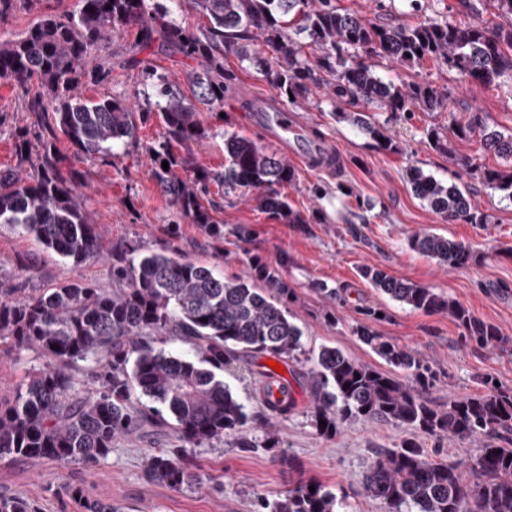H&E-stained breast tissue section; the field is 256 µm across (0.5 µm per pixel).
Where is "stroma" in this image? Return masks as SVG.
I'll return each mask as SVG.
<instances>
[{
  "label": "stroma",
  "mask_w": 512,
  "mask_h": 512,
  "mask_svg": "<svg viewBox=\"0 0 512 512\" xmlns=\"http://www.w3.org/2000/svg\"><path fill=\"white\" fill-rule=\"evenodd\" d=\"M333 2L339 11L356 12L379 24L411 25L433 13L457 24L470 19L464 0H423L420 13L409 0ZM101 55L112 65V81L87 85L85 97L121 96L137 108L157 100L152 86L141 80L143 60H151L159 72L179 82L194 67L193 61L169 54L157 43L139 52L117 41L106 45ZM224 71L235 89L245 90L248 96L269 90L261 71L240 50L225 51ZM376 72L384 81L399 85L415 81L447 85L450 106L439 112L390 117L388 125L398 149L388 152L338 121L328 92L317 90L299 115L342 154L344 164L335 173L298 168V185L287 190L290 203L303 215L310 216L316 208L324 215L323 220L309 224L286 223L255 209L238 192L212 182L199 202L223 233L209 235L182 214L152 174L148 149L165 137L163 125L155 118L139 128L136 143L115 148L101 160L74 158L68 141H59L68 167L83 183L86 207L109 253L121 255L128 243L135 242L145 250L207 265L227 278L251 276V265L257 261L292 288L285 305L303 331L305 357L286 362L284 368L292 379L297 408L287 416L270 412L258 398L268 355L239 353L222 376L247 407L250 419L242 432L195 447L179 441L172 426L162 425L128 434L107 459L91 466L34 459L2 461L1 496L24 497L36 512H83L79 505L83 499L108 501L122 512H254L260 498L286 493L303 479L346 499L352 512H384L380 502L364 492V477L379 452L413 436L435 460L449 463L477 455L479 443L415 436L394 424L351 418L331 436L320 434L313 424L314 401L302 374L307 358L321 347L338 348L381 371L387 368L354 335V328L362 323L414 351L431 367L434 378L425 396L434 407H446L457 395L482 393L494 386L512 388L511 351L478 346L447 314L403 307L360 274L362 267L372 266L436 289L512 338V198L463 173L423 142L427 127L464 123L476 112L489 127L512 134V95L460 81L454 72L430 61L413 67L381 61ZM26 104L16 82L0 80L1 170L18 164L17 135L30 123ZM202 119L206 135L191 144L190 153L195 165L209 172L224 169V134L228 131L249 137L268 151H282L278 142L249 121L237 98L225 100L223 112H206ZM411 167L468 189L473 202L489 213V223L442 222L412 193L406 178ZM316 185L326 189L325 199H313L310 190ZM420 231L463 241L483 258L469 268L448 270L409 247L410 237ZM0 277L26 289L81 278L97 280L104 288L113 285L106 266H73L10 224H0ZM319 283L342 289L341 298L325 299L315 290ZM35 361L33 353L0 343V402L12 400L26 367ZM244 438L256 443V450L241 448ZM159 448L191 460L203 475L202 484L177 491L151 481L143 466L144 456Z\"/></svg>",
  "instance_id": "35a3bbf8"
}]
</instances>
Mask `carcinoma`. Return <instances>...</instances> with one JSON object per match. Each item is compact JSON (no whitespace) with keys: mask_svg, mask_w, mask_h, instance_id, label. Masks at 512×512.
Listing matches in <instances>:
<instances>
[{"mask_svg":"<svg viewBox=\"0 0 512 512\" xmlns=\"http://www.w3.org/2000/svg\"><path fill=\"white\" fill-rule=\"evenodd\" d=\"M36 2L0 0V21L17 10L33 9ZM171 3L191 6L208 24L196 32L174 24L168 20ZM470 8L472 21L463 26L437 15L414 25H379L357 13L339 12L332 0H78L75 9L44 15L22 34L0 35V78L22 88L31 115L17 149L35 170L33 175L21 168L0 171V224L20 228L75 266L103 259L101 235L79 191L80 181L62 166L55 141L63 135L79 159L103 157L136 142L138 123L154 111L166 130L165 139L149 148L155 177L194 223L211 235L221 234L198 204V194L221 178L224 186L244 191L259 210L290 224H308L310 219L280 191L296 184L295 168L256 141L224 132L220 176L194 168L189 158L174 152V144L186 149L205 135L201 107L224 111L229 92L224 46L241 39L260 42L267 52H256L251 60L281 100L295 107L308 104L325 86L339 120L391 151L397 146L388 122L375 113L437 112L447 107L450 95L448 87L430 81L408 86L383 81L375 71L379 58L409 66L432 60L464 81L512 94V24L491 26L483 17L490 8L512 17V0H473ZM292 11L302 14L300 31L314 46L313 60L288 34L284 17ZM129 36L132 49L146 50L158 40L195 61L197 67L185 78L192 96L145 60L142 77L154 82L160 98L156 107L134 112L122 98L83 97V85L112 81V67L98 55L101 48ZM345 103H361L372 112H344L339 106ZM424 136L428 147L448 156L449 163L512 198V134L489 129L477 113L466 123L431 126ZM473 140L508 165L482 167L454 148L456 141ZM178 168L191 176L177 175ZM407 177L414 195L444 222L489 223V215L459 187L416 167L409 168ZM410 246L449 270L478 261L470 245L426 231L414 234ZM108 268L121 287L103 288L82 278L22 294L0 278V343L20 353L34 351L39 359L12 402L0 404V460L69 464L105 459L117 438L161 423L158 409L137 405L141 395L174 417L181 441L200 446L221 440L241 430L247 419L246 405L217 375L234 348L289 359L301 352L302 331L281 301L292 290L283 283L268 293L245 277L226 279L191 260L165 252L144 254L135 243ZM361 274L404 306L448 314L480 346L509 345L496 326L434 288L368 266ZM354 335L388 366L410 373L417 386L324 347L309 358L305 371L318 432L333 435L343 421L363 418L432 437L483 442L478 455L447 463L428 459L408 438L375 457L364 480L367 495L379 500L385 512H512V448L490 441L499 430L512 429V389L457 396L438 410L425 398L429 368L413 351L364 323ZM176 337L192 344L194 356L172 355L151 344ZM79 368L97 382L95 388H80ZM266 406L280 414L293 411L291 387L283 386L281 398ZM144 468L149 479L174 490L202 482L191 462L162 449L145 455ZM468 469L478 474L477 481L465 479ZM259 506L261 512H351L346 500L303 480L272 501L261 499ZM0 512H33V507L23 497L0 496Z\"/></svg>","mask_w":512,"mask_h":512,"instance_id":"1","label":"carcinoma"}]
</instances>
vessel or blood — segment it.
Wrapping results in <instances>:
<instances>
[{"instance_id":"vessel-or-blood-1","label":"vessel or blood","mask_w":512,"mask_h":512,"mask_svg":"<svg viewBox=\"0 0 512 512\" xmlns=\"http://www.w3.org/2000/svg\"><path fill=\"white\" fill-rule=\"evenodd\" d=\"M262 101L272 110L264 126L269 137L278 141L301 165L308 168L333 170L336 154L332 147L313 141L305 122L279 104L276 95L264 94Z\"/></svg>"}]
</instances>
